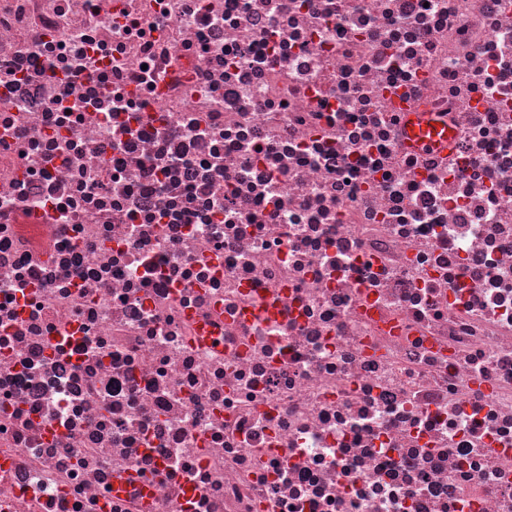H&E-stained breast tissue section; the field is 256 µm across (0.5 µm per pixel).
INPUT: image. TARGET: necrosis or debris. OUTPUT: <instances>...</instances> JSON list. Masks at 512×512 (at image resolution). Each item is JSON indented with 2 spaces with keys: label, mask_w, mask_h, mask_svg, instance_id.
<instances>
[{
  "label": "necrosis or debris",
  "mask_w": 512,
  "mask_h": 512,
  "mask_svg": "<svg viewBox=\"0 0 512 512\" xmlns=\"http://www.w3.org/2000/svg\"><path fill=\"white\" fill-rule=\"evenodd\" d=\"M0 512H512V0H0ZM410 143L417 150L447 149L452 139L447 125H442L437 113L422 112L415 114L407 127Z\"/></svg>",
  "instance_id": "necrosis-or-debris-1"
}]
</instances>
